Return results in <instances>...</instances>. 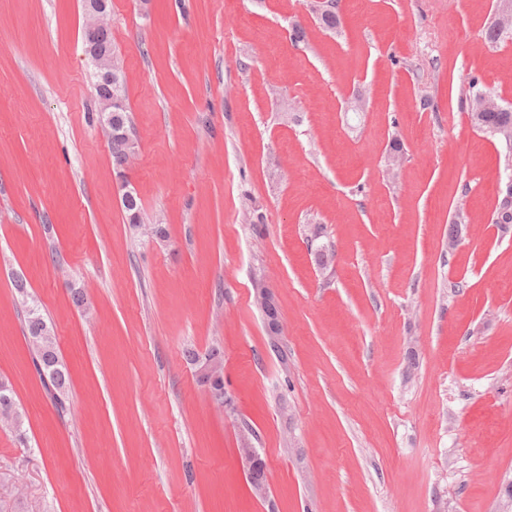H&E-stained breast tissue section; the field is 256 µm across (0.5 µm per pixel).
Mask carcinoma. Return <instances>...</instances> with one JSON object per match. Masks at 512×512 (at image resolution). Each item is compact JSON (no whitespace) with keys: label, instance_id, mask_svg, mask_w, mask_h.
<instances>
[{"label":"carcinoma","instance_id":"1","mask_svg":"<svg viewBox=\"0 0 512 512\" xmlns=\"http://www.w3.org/2000/svg\"><path fill=\"white\" fill-rule=\"evenodd\" d=\"M312 12L317 22L327 31H334L339 25L336 11H321L317 0H312ZM95 89L101 99L116 97L127 100L126 85L123 73V62L115 57L112 62V74L94 70ZM479 81L473 78L465 91L464 102L473 125L491 137L504 143L512 153V105H504L500 109L483 110L482 101L494 97V94L478 87ZM131 127V119L127 106L112 108V160L115 167H122L136 155V144L128 141L125 131ZM125 217L130 224H141V204L137 195L122 198ZM494 223L512 224V198L502 197L495 211ZM15 290L20 304L24 308V332L28 340L31 360L44 388L59 406L64 405L70 386V376L63 363L57 338L53 327L47 323L39 306L31 299L26 282L15 280ZM186 357L193 363L200 361L210 363L211 374L215 381L224 384V354L217 345L209 348L204 354L193 350L186 351ZM16 406L15 394L11 382L0 377V428L18 431L22 427V419L14 415L12 407Z\"/></svg>","mask_w":512,"mask_h":512}]
</instances>
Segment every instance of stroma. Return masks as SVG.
Masks as SVG:
<instances>
[{"label":"stroma","instance_id":"1","mask_svg":"<svg viewBox=\"0 0 512 512\" xmlns=\"http://www.w3.org/2000/svg\"><path fill=\"white\" fill-rule=\"evenodd\" d=\"M495 5L341 0L331 33L309 0H112L127 177L159 242L120 205L81 0H0V376L25 433L0 429V512H501L512 229L491 218L512 156L461 106L474 77L512 103ZM18 276L54 327L64 408L33 368ZM214 345L229 411L184 356ZM238 458L247 480L253 489V494L258 498H265L268 494L267 464L261 457L257 448H254L248 434L243 433L241 448H237ZM263 474L257 477L258 473Z\"/></svg>","mask_w":512,"mask_h":512}]
</instances>
